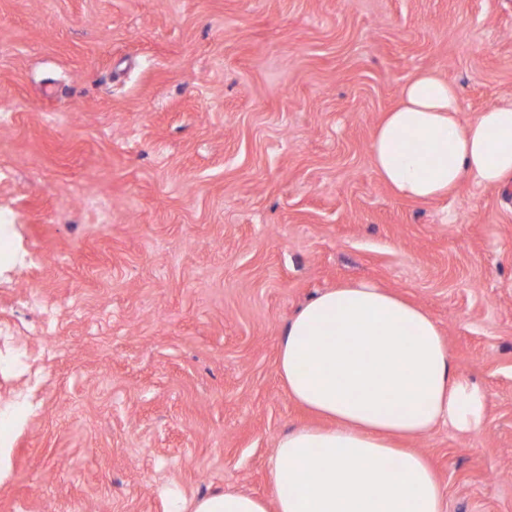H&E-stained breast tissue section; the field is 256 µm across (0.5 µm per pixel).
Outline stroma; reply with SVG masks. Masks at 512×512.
Returning <instances> with one entry per match:
<instances>
[{
    "label": "stroma",
    "instance_id": "35a3bbf8",
    "mask_svg": "<svg viewBox=\"0 0 512 512\" xmlns=\"http://www.w3.org/2000/svg\"><path fill=\"white\" fill-rule=\"evenodd\" d=\"M424 70L462 120L512 100V0H0V512L270 496L312 420L283 330L357 281L488 393L411 442L445 512H512V187L404 200L370 158Z\"/></svg>",
    "mask_w": 512,
    "mask_h": 512
}]
</instances>
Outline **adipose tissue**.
<instances>
[{
  "label": "adipose tissue",
  "instance_id": "obj_1",
  "mask_svg": "<svg viewBox=\"0 0 512 512\" xmlns=\"http://www.w3.org/2000/svg\"><path fill=\"white\" fill-rule=\"evenodd\" d=\"M460 112L456 87L434 71L403 85L370 141L374 170L394 194L428 202L466 177L512 183V103L468 122ZM413 138L428 154L408 149ZM277 365L289 398L323 423L279 439L270 498L175 494L167 512H444L432 466L402 442L440 424L479 432L488 397L457 369L426 311L366 282L329 289L285 327Z\"/></svg>",
  "mask_w": 512,
  "mask_h": 512
}]
</instances>
